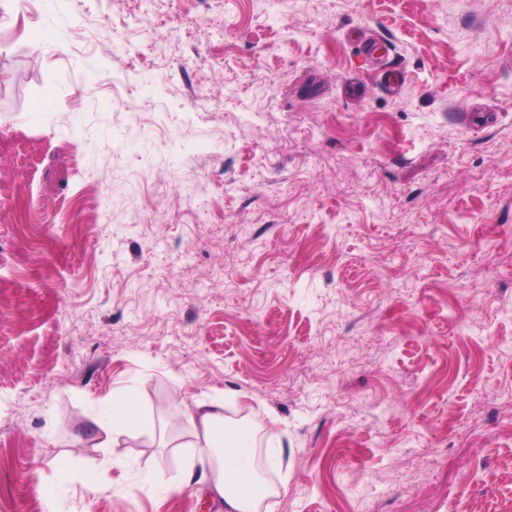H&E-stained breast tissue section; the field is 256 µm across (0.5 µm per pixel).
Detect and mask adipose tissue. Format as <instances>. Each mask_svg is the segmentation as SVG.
<instances>
[{
    "mask_svg": "<svg viewBox=\"0 0 512 512\" xmlns=\"http://www.w3.org/2000/svg\"><path fill=\"white\" fill-rule=\"evenodd\" d=\"M178 409L183 423L216 451L210 489L224 512H260L263 498L272 492L271 487L265 486L262 472L276 467L275 454H268L263 466H256L253 438L238 422L225 418L223 398L192 402L182 399ZM107 416L103 427V445L107 448L117 444L127 428L154 427L152 420L144 418L136 405L122 396L113 398Z\"/></svg>",
    "mask_w": 512,
    "mask_h": 512,
    "instance_id": "ef3b65f1",
    "label": "adipose tissue"
}]
</instances>
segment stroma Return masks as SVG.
Wrapping results in <instances>:
<instances>
[{
    "label": "stroma",
    "mask_w": 512,
    "mask_h": 512,
    "mask_svg": "<svg viewBox=\"0 0 512 512\" xmlns=\"http://www.w3.org/2000/svg\"><path fill=\"white\" fill-rule=\"evenodd\" d=\"M219 396L273 512H512V0H0V512H217ZM107 416L110 423L102 426L106 434L102 445L106 448H112L118 444L119 437L127 428L139 426L145 430H152L154 427L152 420L144 418L136 405L122 396L112 398V403L107 409Z\"/></svg>",
    "instance_id": "35a3bbf8"
}]
</instances>
